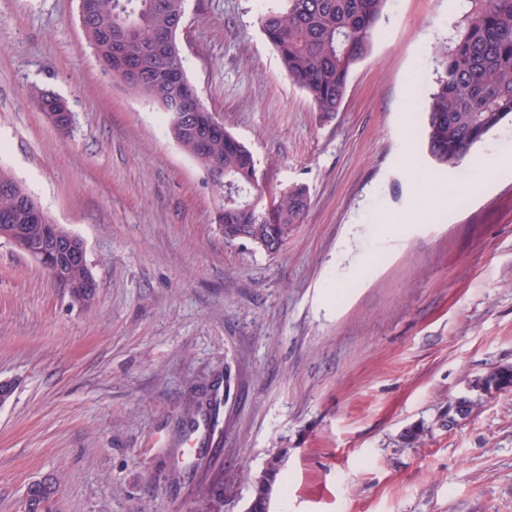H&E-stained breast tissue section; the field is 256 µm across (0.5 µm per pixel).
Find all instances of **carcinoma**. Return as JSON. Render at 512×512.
Wrapping results in <instances>:
<instances>
[{
    "instance_id": "obj_1",
    "label": "carcinoma",
    "mask_w": 512,
    "mask_h": 512,
    "mask_svg": "<svg viewBox=\"0 0 512 512\" xmlns=\"http://www.w3.org/2000/svg\"><path fill=\"white\" fill-rule=\"evenodd\" d=\"M185 0H79L83 30L104 74L158 104L169 133L181 150L212 175L218 197L215 222L232 243L238 235L269 256L288 242L308 205V189L293 183L263 198L253 153L229 132L205 136L203 113L185 75L177 33ZM260 14L262 33L283 69L306 92L315 111H340L354 66L368 54L387 0H278ZM461 30L453 44L440 50L442 73L430 94L424 117L425 148L437 168L457 167L471 148L512 115V0H468ZM35 104L45 116L59 111L58 98L40 93ZM36 200L8 170L0 167V232L4 221L25 230L31 242L50 230L67 239L58 225L29 220ZM67 288L73 302L89 306L88 264L62 260L46 268ZM512 389V366H502L475 380L474 388ZM283 456L272 453L267 468L253 482V512L272 498ZM59 489L49 477L39 494L28 499V512H50ZM224 500V484L209 485L197 512H213Z\"/></svg>"
}]
</instances>
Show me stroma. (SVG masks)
I'll return each instance as SVG.
<instances>
[{
	"label": "stroma",
	"instance_id": "stroma-1",
	"mask_svg": "<svg viewBox=\"0 0 512 512\" xmlns=\"http://www.w3.org/2000/svg\"><path fill=\"white\" fill-rule=\"evenodd\" d=\"M275 0H186L190 83L271 187L309 205L274 256L225 242L204 172L161 110L106 76L78 0H0V166L85 243L73 303L0 240V512L54 474L52 512H244L272 452L271 512H512V153L504 121L434 171L422 112L461 18L388 0L340 112L284 71L259 16ZM62 97L61 134L34 106ZM454 188L423 204L424 181ZM467 404V415L456 413ZM501 390L512 389V366L496 368L483 378L475 380L474 388L481 391H491L492 386Z\"/></svg>",
	"mask_w": 512,
	"mask_h": 512
}]
</instances>
